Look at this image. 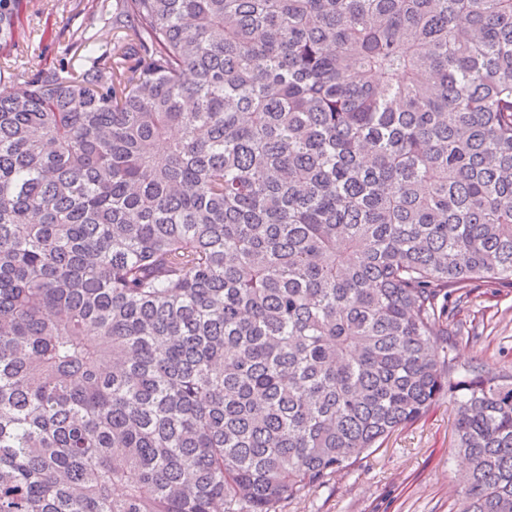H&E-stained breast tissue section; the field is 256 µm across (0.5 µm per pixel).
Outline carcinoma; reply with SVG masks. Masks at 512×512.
<instances>
[{
    "label": "carcinoma",
    "instance_id": "carcinoma-1",
    "mask_svg": "<svg viewBox=\"0 0 512 512\" xmlns=\"http://www.w3.org/2000/svg\"><path fill=\"white\" fill-rule=\"evenodd\" d=\"M23 0H0V43ZM0 83V512H279L455 399L512 512V0H116ZM451 315L448 329L459 332L452 353L459 366L512 374V288L478 285Z\"/></svg>",
    "mask_w": 512,
    "mask_h": 512
}]
</instances>
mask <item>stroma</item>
I'll list each match as a JSON object with an SVG mask.
<instances>
[{
    "label": "stroma",
    "instance_id": "stroma-1",
    "mask_svg": "<svg viewBox=\"0 0 512 512\" xmlns=\"http://www.w3.org/2000/svg\"><path fill=\"white\" fill-rule=\"evenodd\" d=\"M115 0H26L13 42L0 45V76L18 67L35 72L60 63L81 65L80 44L112 50L107 18ZM458 336L459 366L512 374V288H472L448 321ZM453 402L442 399L417 423L394 432L350 472L280 512H459L461 460L455 451Z\"/></svg>",
    "mask_w": 512,
    "mask_h": 512
}]
</instances>
